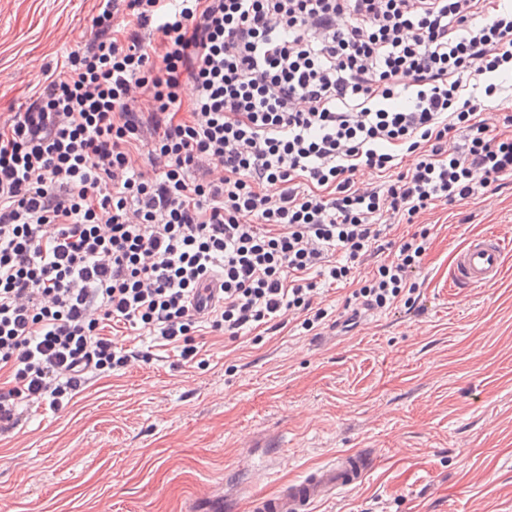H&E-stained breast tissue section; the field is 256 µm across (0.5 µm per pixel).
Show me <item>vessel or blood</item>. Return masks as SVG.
<instances>
[{
	"label": "vessel or blood",
	"mask_w": 512,
	"mask_h": 512,
	"mask_svg": "<svg viewBox=\"0 0 512 512\" xmlns=\"http://www.w3.org/2000/svg\"><path fill=\"white\" fill-rule=\"evenodd\" d=\"M503 253V243L496 235L471 238L455 254L450 273L452 286L476 288L494 283L501 274ZM374 464L375 455L369 449L341 452L303 479L289 482L272 493L256 494L251 512H312L315 504L362 485Z\"/></svg>",
	"instance_id": "obj_1"
}]
</instances>
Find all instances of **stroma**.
I'll return each mask as SVG.
<instances>
[{
  "mask_svg": "<svg viewBox=\"0 0 512 512\" xmlns=\"http://www.w3.org/2000/svg\"><path fill=\"white\" fill-rule=\"evenodd\" d=\"M95 0H0V113L34 102L91 36ZM420 220L431 229L420 312H363L348 331L291 320L237 339L203 326L198 363L149 333L148 352L54 411L32 404L0 437V512H223L330 460L380 463L314 512H512V177ZM494 233L505 267L459 290L466 241Z\"/></svg>",
  "mask_w": 512,
  "mask_h": 512,
  "instance_id": "stroma-1",
  "label": "stroma"
}]
</instances>
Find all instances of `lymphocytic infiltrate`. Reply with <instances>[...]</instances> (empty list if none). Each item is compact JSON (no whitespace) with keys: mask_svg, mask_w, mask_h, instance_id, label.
<instances>
[{"mask_svg":"<svg viewBox=\"0 0 512 512\" xmlns=\"http://www.w3.org/2000/svg\"><path fill=\"white\" fill-rule=\"evenodd\" d=\"M91 23L0 125L8 428L146 360L109 325L191 364L202 315L233 338L291 311L311 331L317 291L351 281L364 309L415 305L430 230L392 241L383 217L411 224L512 176V113L489 124L496 84L469 88L512 73L496 0H98ZM363 168L395 179L359 186Z\"/></svg>","mask_w":512,"mask_h":512,"instance_id":"1","label":"lymphocytic infiltrate"}]
</instances>
